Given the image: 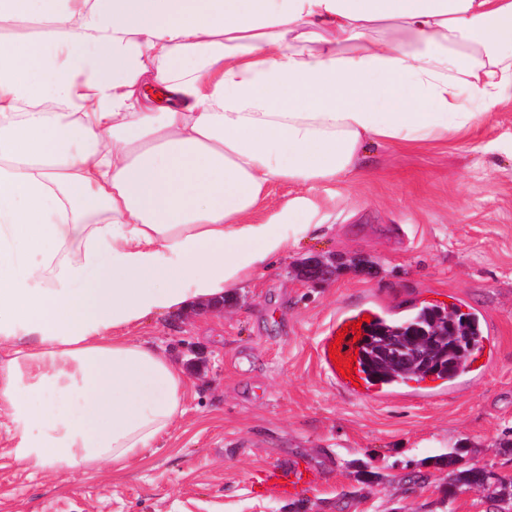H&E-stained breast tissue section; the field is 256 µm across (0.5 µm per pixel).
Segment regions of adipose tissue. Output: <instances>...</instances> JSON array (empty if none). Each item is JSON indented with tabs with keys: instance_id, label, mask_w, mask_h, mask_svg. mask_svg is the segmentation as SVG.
I'll use <instances>...</instances> for the list:
<instances>
[{
	"instance_id": "adipose-tissue-1",
	"label": "adipose tissue",
	"mask_w": 512,
	"mask_h": 512,
	"mask_svg": "<svg viewBox=\"0 0 512 512\" xmlns=\"http://www.w3.org/2000/svg\"><path fill=\"white\" fill-rule=\"evenodd\" d=\"M512 94V0H0V424L35 475L125 470L186 380L131 334L268 267L365 146Z\"/></svg>"
}]
</instances>
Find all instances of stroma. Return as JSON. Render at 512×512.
<instances>
[{"instance_id": "obj_1", "label": "stroma", "mask_w": 512, "mask_h": 512, "mask_svg": "<svg viewBox=\"0 0 512 512\" xmlns=\"http://www.w3.org/2000/svg\"><path fill=\"white\" fill-rule=\"evenodd\" d=\"M360 180L272 186L259 212L307 197L317 230L291 240L223 312L148 318L137 338L186 379L184 413L142 461L30 476L0 440V512H497L448 490L439 455L458 450L512 476V101L447 144L372 143ZM335 259L327 282L298 277ZM457 295L484 311L497 351L452 393L436 377L384 401L336 390L315 345L336 308L366 298L398 311ZM296 476L295 495L277 476Z\"/></svg>"}]
</instances>
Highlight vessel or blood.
<instances>
[{
  "label": "vessel or blood",
  "instance_id": "vessel-or-blood-1",
  "mask_svg": "<svg viewBox=\"0 0 512 512\" xmlns=\"http://www.w3.org/2000/svg\"><path fill=\"white\" fill-rule=\"evenodd\" d=\"M386 310L376 301L366 299L354 304L341 306L330 319L317 344V356L320 366L327 378L343 392L367 399H381L393 395V388L383 382L371 381L365 373L360 360L355 359L354 353L358 350V343L352 336L343 335L345 324L357 323L362 329H369L371 322L384 318ZM340 344L341 353L352 357V378H344L337 370L331 356L330 349L333 344Z\"/></svg>",
  "mask_w": 512,
  "mask_h": 512
}]
</instances>
